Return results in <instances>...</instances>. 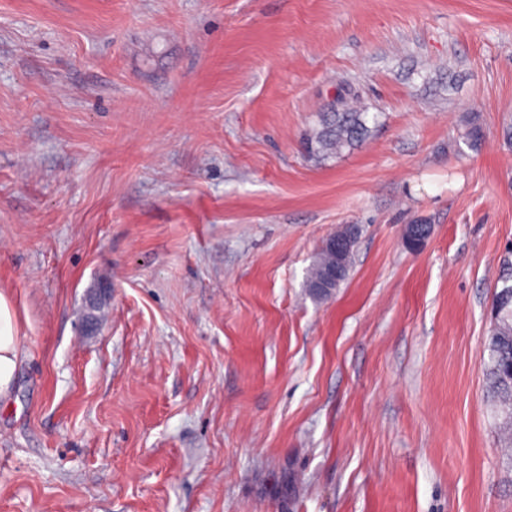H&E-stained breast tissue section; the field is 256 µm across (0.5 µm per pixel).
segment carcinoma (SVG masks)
<instances>
[{"mask_svg": "<svg viewBox=\"0 0 512 512\" xmlns=\"http://www.w3.org/2000/svg\"><path fill=\"white\" fill-rule=\"evenodd\" d=\"M377 115L363 109L347 106L332 109L320 115L319 122L305 137L304 145L313 157L325 161L337 154L351 150L361 143L370 131L369 123L376 122ZM353 249L337 255L330 248L321 249L306 277L305 288L315 300H324L331 292L320 287L325 272L333 265L342 266V276L336 286H341L349 277ZM501 287L495 289L492 298L493 326L489 330L485 347L488 351L486 378L491 401L504 420L509 445L506 446L508 461L512 463V262L506 263L499 277Z\"/></svg>", "mask_w": 512, "mask_h": 512, "instance_id": "cac0c4a2", "label": "carcinoma"}]
</instances>
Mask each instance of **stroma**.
<instances>
[{"instance_id":"stroma-1","label":"stroma","mask_w":512,"mask_h":512,"mask_svg":"<svg viewBox=\"0 0 512 512\" xmlns=\"http://www.w3.org/2000/svg\"><path fill=\"white\" fill-rule=\"evenodd\" d=\"M354 98L365 141L306 156ZM509 125L512 0H0V512H512ZM354 245L355 238L353 239L350 248L341 256H338L336 253L332 252L328 245L326 248H321V250L317 253L308 271L305 283V288H307V292L313 299L320 301L328 298L336 288H339L341 284H343L348 279L352 267ZM335 263L341 264L342 276L338 280L341 275V268L339 266L333 268L327 279L326 288H333L335 284L336 287L331 291L324 290L320 287V282L325 272ZM506 267L492 298L493 326L489 330L485 347L488 351L486 378L488 393L497 412L501 413L505 430L508 429V461L512 463V262L505 260ZM20 321L12 297L0 290V403L12 394L20 363Z\"/></svg>"}]
</instances>
